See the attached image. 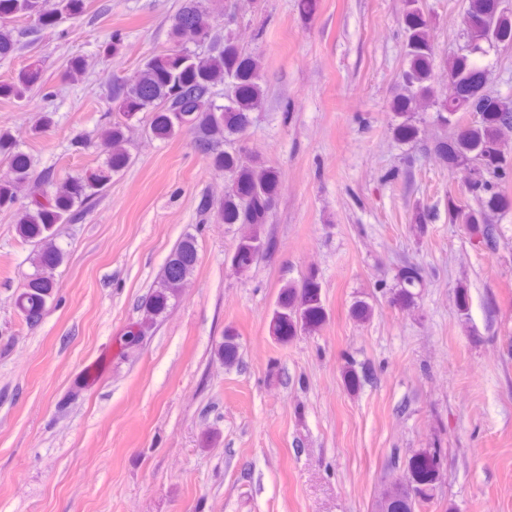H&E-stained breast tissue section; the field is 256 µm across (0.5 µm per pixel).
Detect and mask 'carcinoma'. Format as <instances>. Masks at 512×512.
Returning a JSON list of instances; mask_svg holds the SVG:
<instances>
[{
  "mask_svg": "<svg viewBox=\"0 0 512 512\" xmlns=\"http://www.w3.org/2000/svg\"><path fill=\"white\" fill-rule=\"evenodd\" d=\"M497 0H470L464 15L466 42L480 48L512 45V12L497 8ZM87 0H0V60L13 57L20 49L14 22L33 18L38 29L51 30L66 17L81 16ZM224 8L209 9L204 0H181L170 20L169 40L173 46L144 57L136 71L119 77L109 97L117 115L92 134L72 143L82 152L95 148L101 162L93 169L69 175L58 181L49 171L35 172L32 158L21 151L13 134L0 128V158L8 169L0 175V212L14 219L16 235L32 246L27 274L16 307L26 323H40L54 298L55 271L67 260L57 242V226L71 224L87 214L106 195L112 178L133 163L128 149L131 122L144 123L149 137L168 140L184 127L192 129L196 148L209 166L228 175L224 195H203L197 209L215 215L218 224H248L251 231L236 243L234 254L240 263L252 267L262 257L258 248L265 244L259 228L267 223L279 189V172L252 155L244 135L267 97L262 83L261 57L247 53L229 34L214 29ZM405 63L400 74L401 88L392 101L395 118L393 135L406 142L419 137L417 113L433 110L436 120L454 127L449 140L437 145V154L450 167L469 165L489 152H502L501 134L512 128V99L506 105L485 107L489 93V73L479 67L475 55L460 52L451 59L437 61L432 27L421 0H405L403 14ZM448 70V89L440 90L436 69ZM87 63L81 56L67 60L65 76L82 79ZM40 68L28 65L9 81L0 82V98L16 99L38 84ZM229 88L224 104L215 102L216 89ZM475 111L474 121L461 116ZM505 170L473 183L470 195L475 205L453 204L452 221L465 225L480 242H494L496 225L490 215L512 209V197L500 189L508 181L512 163ZM198 242L184 236L169 254L148 299L141 307V318L126 335L129 346L139 344L180 298L181 290L197 266ZM395 302L409 304L412 289L422 285V275L412 278L408 269L397 278ZM322 285L311 272L298 286L282 287L272 310L269 331L281 339L299 332H312L326 319L321 300ZM441 454L434 451L415 456L409 462L417 486L396 488L381 502L382 512H414L420 487L435 479Z\"/></svg>",
  "mask_w": 512,
  "mask_h": 512,
  "instance_id": "carcinoma-1",
  "label": "carcinoma"
}]
</instances>
